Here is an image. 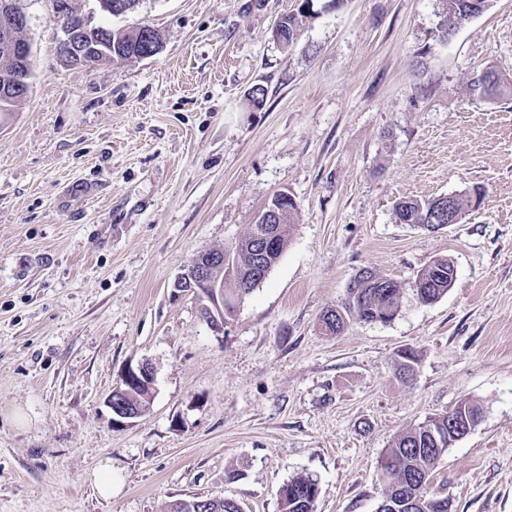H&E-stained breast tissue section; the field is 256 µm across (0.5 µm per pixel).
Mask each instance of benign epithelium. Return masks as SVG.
Returning <instances> with one entry per match:
<instances>
[{"label": "benign epithelium", "mask_w": 512, "mask_h": 512, "mask_svg": "<svg viewBox=\"0 0 512 512\" xmlns=\"http://www.w3.org/2000/svg\"><path fill=\"white\" fill-rule=\"evenodd\" d=\"M70 7V0H55L57 15L65 19L63 38L59 41L60 57L82 67L120 60V55L112 54V44L101 36V28L92 25L87 17L71 11ZM27 26L28 17L19 0H0V35L4 38V48L20 59L27 56L29 47L16 38V32ZM25 88L26 84L21 82L1 85L0 109H7L15 99L25 95ZM230 258L228 249L218 254L202 252L175 283V287L194 290L207 301L203 308L208 311V324L215 331L224 330V285L214 279L213 271L228 263ZM155 384L156 373L151 363L140 361L126 365L121 370L119 383L105 399L113 414L112 427H125L144 414V411L124 404L121 397L135 391L142 399L151 402L156 393Z\"/></svg>", "instance_id": "benign-epithelium-1"}]
</instances>
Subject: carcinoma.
<instances>
[{"label":"carcinoma","mask_w":512,"mask_h":512,"mask_svg":"<svg viewBox=\"0 0 512 512\" xmlns=\"http://www.w3.org/2000/svg\"><path fill=\"white\" fill-rule=\"evenodd\" d=\"M488 5V0H448L446 15L441 20L440 30L443 37H448L458 25L468 21L473 13L474 2ZM112 38V47L125 55H138L146 51L147 42L143 33H155L148 25H141L130 30L104 29ZM276 37L285 46L292 45L299 35V21L294 13L280 18ZM8 75L16 80L30 75V69L18 60L5 54L0 49V79ZM470 90L481 96L492 97L502 91L498 77L491 71L484 72L483 85L471 80ZM481 190H473V196H441L427 200H401L395 205L396 217L405 224H423L429 216L438 224L448 223V216H458L462 210L471 206L472 200H480ZM296 205L284 203L277 210L275 240L277 251L271 256V264H276L281 257L293 230V216ZM264 223L254 224L240 239L235 241L231 265L224 266L220 278L224 279V319H229L235 312L237 302L249 294L262 278L249 279L258 265V257L249 250L247 243L253 240L263 229ZM455 282V269L446 258H438L424 267L412 284L419 300L431 303L446 293ZM403 287L391 278L368 273L367 277L356 282L355 287L347 289L342 304L336 307L334 319L321 317L324 330L337 334L351 320L361 322L385 323L391 320L399 308ZM442 426L439 416L430 417L423 422L400 432L392 447L381 458L380 479L384 484L378 512H406L407 502L416 495L430 497L433 471L443 457L444 452L436 450L432 433ZM320 493L319 483L310 475L298 474L283 484L279 491L281 512H315V505ZM202 512H243L237 502L230 498H195Z\"/></svg>","instance_id":"carcinoma-1"}]
</instances>
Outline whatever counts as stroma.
Returning a JSON list of instances; mask_svg holds the SVG:
<instances>
[{
    "label": "stroma",
    "instance_id": "1",
    "mask_svg": "<svg viewBox=\"0 0 512 512\" xmlns=\"http://www.w3.org/2000/svg\"><path fill=\"white\" fill-rule=\"evenodd\" d=\"M140 0L150 58L90 70L57 55L54 0H23L27 97L0 118V512H168L226 497L280 512L293 475L316 512H376L381 455L469 399L476 431L433 479L451 512H512V0L442 37L446 0ZM263 87L262 107L250 102ZM481 188L460 223H398L396 202ZM297 205L267 278L223 331L173 284L243 236L277 193ZM450 260L448 293L418 272ZM369 269L404 287L394 319L322 330ZM417 362L409 381L399 354ZM156 370L149 411L112 425L124 366ZM112 472V495L95 478ZM276 37L284 46L292 45L299 35V21L295 13L283 15L275 29ZM455 269L452 262L438 258L424 267L412 284L419 300L431 303L446 293L455 282ZM319 493V483L311 475H295L278 491L280 509L282 512H315Z\"/></svg>",
    "mask_w": 512,
    "mask_h": 512
}]
</instances>
